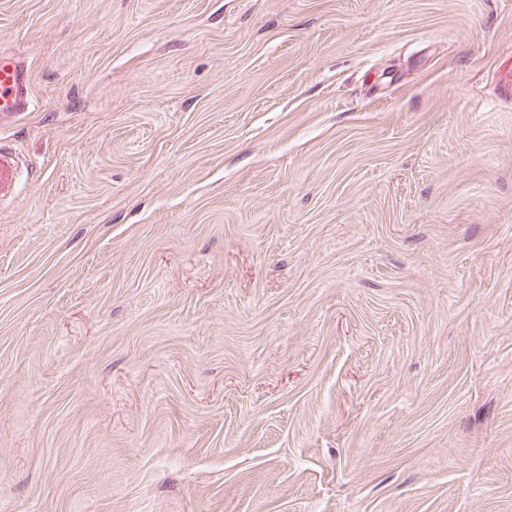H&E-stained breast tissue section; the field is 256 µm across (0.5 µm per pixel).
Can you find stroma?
I'll return each instance as SVG.
<instances>
[{
  "label": "stroma",
  "mask_w": 512,
  "mask_h": 512,
  "mask_svg": "<svg viewBox=\"0 0 512 512\" xmlns=\"http://www.w3.org/2000/svg\"><path fill=\"white\" fill-rule=\"evenodd\" d=\"M0 512H512V0H0ZM31 77L24 61L14 54L0 53V125L17 121L32 112ZM18 176L17 156L9 150L0 149V201L12 195L18 182Z\"/></svg>",
  "instance_id": "35a3bbf8"
}]
</instances>
